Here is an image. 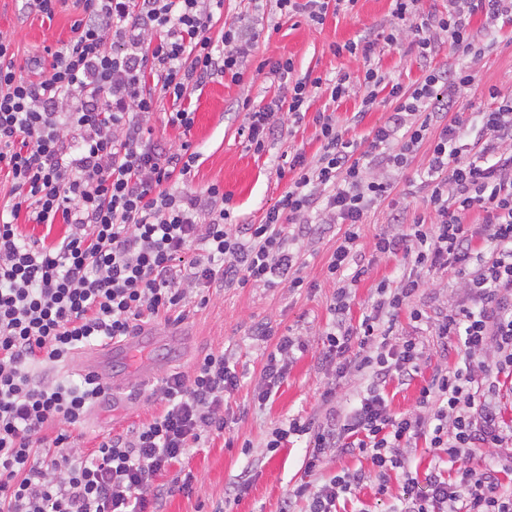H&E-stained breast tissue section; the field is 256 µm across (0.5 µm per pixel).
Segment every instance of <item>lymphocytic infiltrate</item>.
<instances>
[{
  "instance_id": "f902f5d3",
  "label": "lymphocytic infiltrate",
  "mask_w": 512,
  "mask_h": 512,
  "mask_svg": "<svg viewBox=\"0 0 512 512\" xmlns=\"http://www.w3.org/2000/svg\"><path fill=\"white\" fill-rule=\"evenodd\" d=\"M81 2L84 16L72 38L51 52L45 77L18 75L12 41L0 36V171L10 177L13 197L0 214V512H152L170 490L192 494L193 473L169 486L161 478L203 438L223 433L224 399L240 386L224 352L206 354L192 375L166 377L157 390L164 409L151 421L129 434H107L80 455L72 433L107 388L89 374L77 382L41 381L36 370L66 363L77 349L134 335L213 287H305L294 271V247L312 233L316 209L322 223L341 233L327 265L338 288L322 361L341 378L370 371L372 383L348 413L330 406L320 420L289 419L272 431L268 450L292 438L305 441L310 473L321 470L329 450L364 454L383 496L389 472L401 471V512H512V493L498 477L512 472V459L468 464L479 450L512 445L499 404L512 382V93L490 89L494 106L482 115L477 153L462 144L456 123L443 120L455 94L474 80L473 15L512 20V0H448L446 11L427 14L420 0H394L401 25L382 38L392 46L413 35L421 78L407 88L368 65L362 74L337 76L330 87L335 100L361 91L364 112L382 92L392 103L364 149L345 136L334 114L309 113L322 78H293L289 58L262 60L258 71L284 94L249 106L250 149L262 154L282 135L283 110L297 122L311 118L321 146L311 158L293 153L287 190L257 224L237 221L219 185L199 192L175 187V177L190 176L198 152L187 142L167 152L145 135L158 96L172 102L169 124L187 131L197 89L217 75L241 80L249 52L241 26L231 22L219 39L210 35L224 0ZM441 35L457 69L430 65ZM68 127L78 131L76 142L64 139ZM423 146L426 207L435 220L418 217L400 233L378 235L375 251L402 255L409 270L397 285L380 283L370 312L350 324L351 288L366 272L356 259L364 214L392 195L393 172ZM476 209L491 228L487 259L474 253L465 223ZM22 215L33 224L64 223L67 231L46 246L22 235ZM190 250L196 258L180 267ZM436 268L454 270L468 293L467 305L434 326L441 346H456L462 356L454 370L437 371L421 388L419 411L395 413L381 389L394 377L412 380L422 350L415 340H394L392 321L405 308L422 320L409 303L424 285L422 271ZM257 335L276 341L252 394L263 405L308 346L297 337H273L265 325ZM52 424L59 430L50 438L44 431ZM420 440L455 466L446 478L427 475L424 494L414 491L418 479L406 456ZM367 476L342 471L316 488L299 485L281 512H290L296 499L307 500V512H338L339 501Z\"/></svg>"
}]
</instances>
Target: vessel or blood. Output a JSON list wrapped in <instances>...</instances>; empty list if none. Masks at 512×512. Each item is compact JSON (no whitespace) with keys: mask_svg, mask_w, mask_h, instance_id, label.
<instances>
[{"mask_svg":"<svg viewBox=\"0 0 512 512\" xmlns=\"http://www.w3.org/2000/svg\"><path fill=\"white\" fill-rule=\"evenodd\" d=\"M153 335H139L124 341H107L90 350L81 352L77 358V364L86 368L114 390H126L142 384L153 378L156 370L153 366L143 363L133 364L129 376L121 377L112 375L108 369L111 360L119 359L131 362L132 357L147 343L153 342Z\"/></svg>","mask_w":512,"mask_h":512,"instance_id":"1","label":"vessel or blood"}]
</instances>
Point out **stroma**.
Segmentation results:
<instances>
[{
  "instance_id": "obj_1",
  "label": "stroma",
  "mask_w": 512,
  "mask_h": 512,
  "mask_svg": "<svg viewBox=\"0 0 512 512\" xmlns=\"http://www.w3.org/2000/svg\"><path fill=\"white\" fill-rule=\"evenodd\" d=\"M82 17L78 0H58L55 14L49 19L31 12L25 0H0V33L13 41L18 73L33 77L32 60L45 57L47 49L67 42L74 22ZM221 18L239 21L256 35V53L247 63L242 81L235 83L216 76L195 91L192 104L196 118L190 131L168 124L172 105L165 98L159 99L147 127L151 143L166 150L173 152L181 144L190 143L200 155L190 176L191 186L202 191L209 185H219L230 194L239 222L256 224L287 190L293 177L285 167L287 154L300 149L311 157L320 148L318 133L307 118L285 130L266 153L257 155L249 150L243 100L248 98L261 106L280 94L276 83L257 73L260 60L289 58L294 62V77L309 73L330 80L345 72L359 73L369 62L407 86L419 79L422 71L410 39L390 46L377 38L378 32L389 30L396 22L392 0H357L352 11L328 12L320 25L301 17H281L276 0H224ZM474 28L481 48L474 66L475 81L472 87L458 92L457 104L448 114L449 119L459 121L463 140L470 144L482 134L481 113L490 105L489 89L512 91V22L489 28L479 13L474 17ZM358 40L372 42L369 57L335 53L336 45ZM359 104L358 95L335 101L325 89L312 92L308 102L311 113H334L347 137L365 146L373 130L387 120L392 105L379 100L358 122L354 115ZM426 161V150H419L413 162L394 175V197L405 207L402 222L407 224L415 217L430 215L423 203ZM393 211L392 202H379L363 218L357 250L368 272L352 290V319L370 310L380 282L397 284L407 268L402 256L379 255L373 250L378 235L397 232L399 224L393 221ZM337 232V226L323 224L298 243L300 274L308 281V288L293 292L281 284L213 289L208 302L189 303L180 319L162 317L149 324V331L159 334L161 340L140 351L138 357L156 362L160 375L192 374L205 354L221 351L235 362L241 378L240 388L226 405L229 424L224 433L209 438L185 461L186 468L197 477L194 493L171 495L163 504V512H280L284 498L297 485L316 487L343 470L370 471L371 462L366 456L333 452L327 455L320 471L306 472V443L302 440L288 443L274 454L266 450L273 428L292 417L324 413L322 394L327 388L336 390V408L347 411L357 404L369 383L367 375L357 372L335 379L320 360L337 288L326 272L338 244ZM424 280V290L411 305L427 313L428 323L413 321L404 310L394 329L400 339H416L424 351L416 380L408 385L393 380L384 389L389 407L396 413L416 411L421 387L437 370L455 368L459 361L456 348L440 351L430 323L467 304V293L450 270L427 272ZM264 324L271 325L277 334L300 337L309 348L290 364L284 382L270 401L258 406L251 393L261 380L263 353L273 346L272 341L254 336L256 328ZM162 409L149 385L110 395L91 409L75 445L86 450L95 448L108 432L136 428ZM244 475L249 478L246 492L239 500H230V491ZM388 486V495L381 496L376 480H366L354 496L340 501L339 512H393L403 494L399 472H390Z\"/></svg>"
}]
</instances>
